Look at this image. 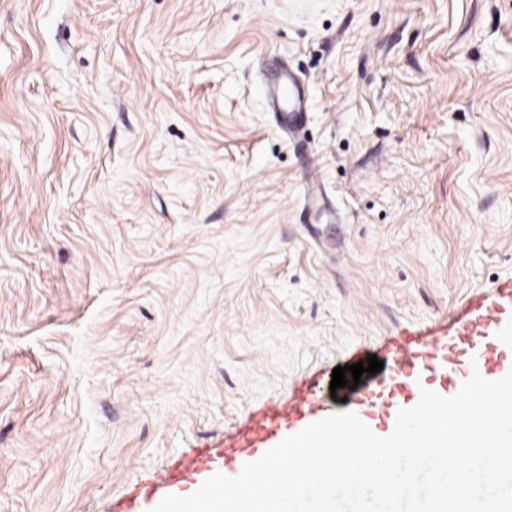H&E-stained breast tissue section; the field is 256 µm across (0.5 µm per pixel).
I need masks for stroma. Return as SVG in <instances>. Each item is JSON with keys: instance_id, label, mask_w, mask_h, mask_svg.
<instances>
[{"instance_id": "obj_1", "label": "stroma", "mask_w": 512, "mask_h": 512, "mask_svg": "<svg viewBox=\"0 0 512 512\" xmlns=\"http://www.w3.org/2000/svg\"><path fill=\"white\" fill-rule=\"evenodd\" d=\"M511 284L512 0H0V512L350 410L334 368ZM267 96L275 105L277 102L282 107L281 112L283 124L291 125L290 113L299 112L302 100V89L300 85L287 72L277 71L272 87H269ZM316 387H292L286 398L275 403H264L256 406L249 413L246 421L234 431L229 439H224V451L221 445L205 444L201 447L187 448L162 475L161 480L151 486L141 483L128 489L126 499H133L147 489L162 488L158 502L167 494L185 496V476L189 472L206 473L216 466L224 457L235 453V448L268 450L266 444L273 441L285 426L311 412L316 404Z\"/></svg>"}]
</instances>
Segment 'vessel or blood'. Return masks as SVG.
I'll use <instances>...</instances> for the list:
<instances>
[{"label": "vessel or blood", "mask_w": 512, "mask_h": 512, "mask_svg": "<svg viewBox=\"0 0 512 512\" xmlns=\"http://www.w3.org/2000/svg\"><path fill=\"white\" fill-rule=\"evenodd\" d=\"M267 95L280 104L283 112L295 113L301 105L302 89L288 73L280 71ZM511 315L512 309L506 308L502 299L483 298L457 317L452 332L434 326L390 339L393 370L379 389L361 397L357 414L368 423L390 412L397 403L419 400L421 389L443 396L457 392L464 380L456 369V360L462 354L474 361L487 379L492 378L495 370L512 367V343L501 340L497 334L499 324ZM316 394L315 388L295 386L283 400L256 406L223 446L206 444L186 449L165 471L159 488L166 495H185L187 473L208 472L239 448L263 449L289 422L311 412Z\"/></svg>", "instance_id": "obj_1"}]
</instances>
